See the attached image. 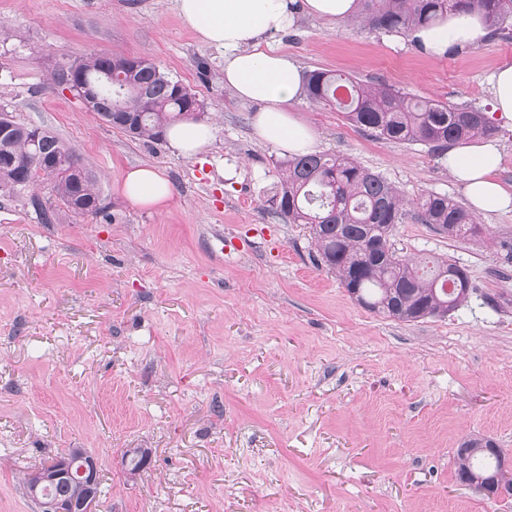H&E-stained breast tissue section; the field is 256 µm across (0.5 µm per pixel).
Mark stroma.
I'll return each instance as SVG.
<instances>
[{
  "instance_id": "35a3bbf8",
  "label": "stroma",
  "mask_w": 512,
  "mask_h": 512,
  "mask_svg": "<svg viewBox=\"0 0 512 512\" xmlns=\"http://www.w3.org/2000/svg\"><path fill=\"white\" fill-rule=\"evenodd\" d=\"M271 45L303 71L490 109L512 40L432 58L412 38L300 14ZM144 58L207 106L195 157L130 140L53 73L88 55ZM257 104L224 85L174 0H0V110L51 131L96 174L103 210L77 216L36 179L0 196V512H42L25 479L70 448L99 470L98 512H512L455 476L487 437L512 453V210L448 239L407 213L402 256L467 269L468 303L401 322L354 301L320 267L308 230L268 200L283 154L253 133ZM321 152L384 176L407 201L466 197L445 157L378 140L335 107L292 106ZM158 169V210L119 192ZM52 201L42 223L35 201ZM150 452L129 475L123 454Z\"/></svg>"
}]
</instances>
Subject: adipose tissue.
Listing matches in <instances>:
<instances>
[{
	"label": "adipose tissue",
	"mask_w": 512,
	"mask_h": 512,
	"mask_svg": "<svg viewBox=\"0 0 512 512\" xmlns=\"http://www.w3.org/2000/svg\"><path fill=\"white\" fill-rule=\"evenodd\" d=\"M176 9L203 43L224 53V84L243 101L258 104L253 118L260 140L288 154L313 151L314 132L293 113L291 106L303 85L298 63L274 49L269 38L288 33L299 13L330 20L352 17L356 0H175ZM487 35L479 12L451 13L440 23L418 29L414 37L425 53L445 56L456 46L481 45ZM493 110L489 123H512V64L498 66L489 77ZM166 137L186 157L202 152L211 141V126L188 120L171 126ZM501 152L497 142L464 145L449 150L448 169L460 183L474 210L481 214L512 208V193L495 181ZM120 190L132 203L160 209L170 201L169 181L150 167L130 170Z\"/></svg>",
	"instance_id": "adipose-tissue-1"
}]
</instances>
